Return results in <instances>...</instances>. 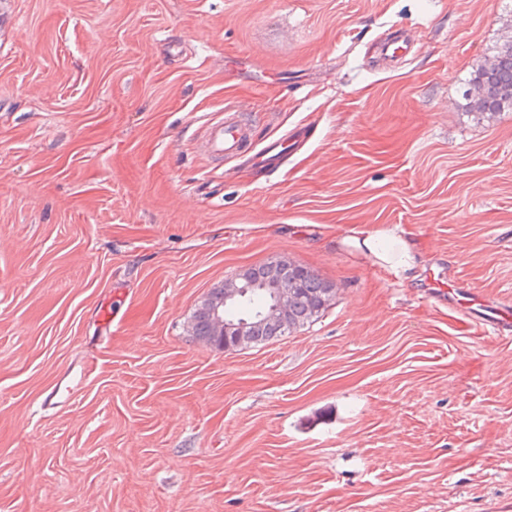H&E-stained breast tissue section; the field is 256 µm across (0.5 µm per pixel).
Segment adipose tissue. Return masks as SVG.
<instances>
[{
    "label": "adipose tissue",
    "mask_w": 512,
    "mask_h": 512,
    "mask_svg": "<svg viewBox=\"0 0 512 512\" xmlns=\"http://www.w3.org/2000/svg\"><path fill=\"white\" fill-rule=\"evenodd\" d=\"M341 243L362 253L371 264L400 281L408 279L420 261L414 242L405 230L396 226L354 228Z\"/></svg>",
    "instance_id": "1"
}]
</instances>
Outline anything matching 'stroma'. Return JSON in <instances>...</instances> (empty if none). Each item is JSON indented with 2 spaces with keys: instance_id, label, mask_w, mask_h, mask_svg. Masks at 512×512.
<instances>
[{
  "instance_id": "stroma-1",
  "label": "stroma",
  "mask_w": 512,
  "mask_h": 512,
  "mask_svg": "<svg viewBox=\"0 0 512 512\" xmlns=\"http://www.w3.org/2000/svg\"><path fill=\"white\" fill-rule=\"evenodd\" d=\"M0 512H512V112L475 68L512 0H0ZM389 35L413 48L375 58ZM281 167L214 159L227 107ZM397 225L399 282L337 234ZM333 285L224 351L208 293ZM266 265L271 271L266 281L255 282L251 276L252 268H245L235 277L224 280V284L213 288L216 292L204 300L203 306L209 318L211 336L216 341L213 346L224 351L243 347L252 342L259 327L267 324L279 327L285 335H288L291 333L288 330V320L292 316V303V321L298 324L295 330L314 317H318L330 305V303L322 304L321 297H324L332 288L313 273L309 272L303 276V266L290 265L287 270L281 271L283 278L303 279L301 291L294 299L300 285L299 281H288L276 276V271L283 266H288V261L280 260ZM220 288L223 289L217 291ZM249 288L265 289L270 296L269 304L248 320L237 321L224 316V307L240 301ZM205 311L201 307L195 310L192 317V331L194 336L208 343L211 342V337Z\"/></svg>"
}]
</instances>
